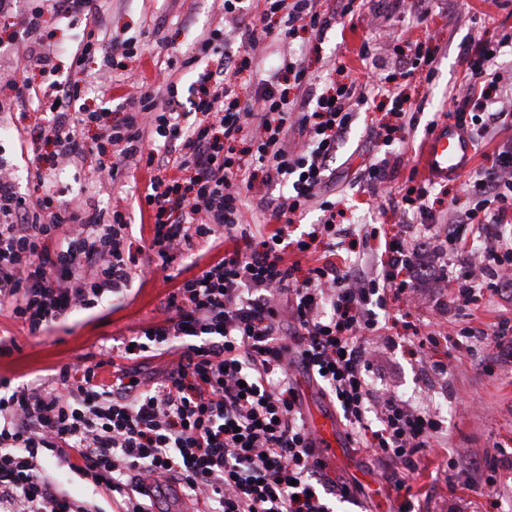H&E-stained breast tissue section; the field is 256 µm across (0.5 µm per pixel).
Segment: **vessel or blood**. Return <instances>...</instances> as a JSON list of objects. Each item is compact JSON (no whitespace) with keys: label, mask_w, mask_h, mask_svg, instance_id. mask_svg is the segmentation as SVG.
<instances>
[{"label":"vessel or blood","mask_w":512,"mask_h":512,"mask_svg":"<svg viewBox=\"0 0 512 512\" xmlns=\"http://www.w3.org/2000/svg\"><path fill=\"white\" fill-rule=\"evenodd\" d=\"M475 162V149L468 132L454 121L435 127L423 143L418 155V168L432 180L457 178L470 172ZM314 428L323 454L335 455L337 423L333 416L316 417Z\"/></svg>","instance_id":"1"}]
</instances>
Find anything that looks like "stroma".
I'll use <instances>...</instances> for the list:
<instances>
[{
  "label": "stroma",
  "mask_w": 512,
  "mask_h": 512,
  "mask_svg": "<svg viewBox=\"0 0 512 512\" xmlns=\"http://www.w3.org/2000/svg\"><path fill=\"white\" fill-rule=\"evenodd\" d=\"M100 2L97 16L75 14L59 20L53 18L49 0H24L26 11L42 14L41 42L59 54L55 74L30 71L36 90L56 80L76 82L83 103L97 111L105 105L100 89L108 79L139 73L155 77L157 62L192 53L201 28H224L232 45L240 43L236 24L225 14L222 0ZM426 8L422 15L415 11L413 0H359L354 13L336 17L323 36L302 29L292 42L273 47L279 57L301 61L320 85L337 87L370 78L382 81L392 94L404 97L405 109L416 116L413 125L401 126L391 110L390 96L375 97L366 111L357 114L336 154L335 200L342 211L338 222L355 231L370 230V237L356 244L369 266L380 259L385 234L399 231L402 223L401 208L390 205L383 190L370 189L358 180L364 164L383 153L382 147L370 146L371 129H392V148L402 152L403 159L400 167L391 170L388 184L401 187L416 165L427 124L434 115L453 110L455 99L464 94L460 44L495 34L501 25L512 26V0H428ZM92 29L102 31L109 43L131 41L137 56L118 54L108 64L97 56L84 69H72L69 51ZM365 43L373 55L369 61L359 56ZM419 45L435 60L436 74L429 82L405 76L399 66L400 60L413 55ZM25 110L28 117L24 120L17 114L0 112V130L9 132L8 138H0V153L8 158L11 177L21 192H32L40 178L59 192L61 202L87 196L101 210L111 208L116 198L143 192L147 173L142 168L119 185L107 179L95 181L89 163L81 158L58 164L48 161L52 152L48 146L38 155L21 154L16 128L32 129L41 122V114L33 105H26ZM469 181L465 175L443 182L442 199L434 204L436 223H448L474 207L475 200L467 190ZM170 289L161 270L147 267L128 291L95 308L70 313L40 336L28 335L19 323L0 315V336L16 342L10 354L0 357V377L11 378L16 386L51 380L62 366L80 364L102 348L132 337L153 320ZM409 349V343L403 342L379 354L376 373L400 396L416 400L426 395L447 405L449 447L480 454L512 448V364L503 363L496 349L478 344L466 350L456 347L451 339L438 351L421 357L411 355ZM439 358L448 364V372L442 376L430 369L431 362ZM341 453V459L331 462V469L337 478L360 483L365 494L355 501L335 503L336 512H391L392 501L376 462L346 447ZM428 457V469L412 478L413 487L419 491L416 512H449L453 507L460 512H495L497 493L512 492V477H501L498 492L475 491L471 488L473 474L448 471L437 463L436 452H429ZM452 486L457 489L453 495L448 492Z\"/></svg>",
  "instance_id": "stroma-1"
}]
</instances>
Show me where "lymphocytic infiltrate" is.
Segmentation results:
<instances>
[{
	"label": "lymphocytic infiltrate",
	"instance_id": "f902f5d3",
	"mask_svg": "<svg viewBox=\"0 0 512 512\" xmlns=\"http://www.w3.org/2000/svg\"><path fill=\"white\" fill-rule=\"evenodd\" d=\"M318 2L252 0L246 7L224 0L225 13L239 22L251 8L280 17L278 29L260 35L246 26L240 39L256 53L260 109L240 105L235 82L225 76L228 39L219 28L201 32L182 62L167 60L162 82L132 81L122 117L104 138L80 135L101 114L80 104L78 85L55 81L39 97L48 117L37 136L53 145L54 161L82 157L113 181L147 168L143 200L153 224L149 238L133 244L125 205L105 214L91 204L59 207L51 190L19 192L0 161L1 313L37 336L68 313L126 291L139 264L156 260L165 270L203 244L217 257L177 281L154 320L97 361L16 389L0 380V512H90L46 474L51 462L91 482L120 512H154L155 495L170 482L205 512H332L320 487L345 501L362 487L329 472L304 417V377L332 402L347 447L382 465L393 512H415L408 476L427 451L447 445L448 429L433 406L377 388L376 357L397 344L383 334L380 314L390 302L414 299L427 279L447 288L458 313L501 295L499 275L512 270V235L503 230L512 223V138L501 144L492 170L470 181L475 207L437 236L432 251L394 235L375 272L337 253L336 204L320 192L356 107L368 100L367 87L353 82L319 91L300 63L275 67L256 52L264 36L284 44L301 28L323 34L332 16ZM505 47L512 48V30L461 48L468 93L453 116L472 123L476 140L512 127V98L492 94ZM16 66L0 75L8 90L0 112L32 94L19 71L44 72L55 63L32 49ZM179 66L196 72V97L187 105L173 79ZM284 72L296 96L282 87ZM191 110L208 122L186 124ZM246 130L251 148L225 152ZM157 141L170 145L173 157L146 151ZM246 191L257 194L272 223L258 237L243 222ZM406 193L405 223L429 233L434 183ZM313 204L326 213L312 234L326 238L327 251L303 272L286 254L308 253L310 243L289 240L288 226ZM175 340L181 347L165 368L141 371ZM446 464L473 471L493 490L500 470L512 466V450L458 451Z\"/></svg>",
	"mask_w": 512,
	"mask_h": 512
}]
</instances>
